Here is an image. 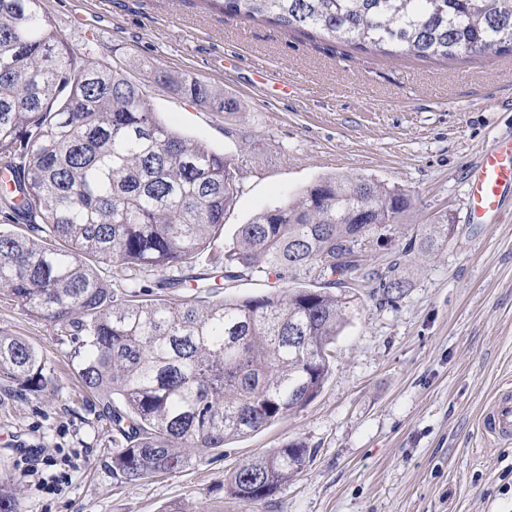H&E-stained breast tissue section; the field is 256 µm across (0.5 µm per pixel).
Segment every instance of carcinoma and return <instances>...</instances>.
Instances as JSON below:
<instances>
[{"mask_svg": "<svg viewBox=\"0 0 512 512\" xmlns=\"http://www.w3.org/2000/svg\"><path fill=\"white\" fill-rule=\"evenodd\" d=\"M227 17L311 30L363 51L453 60L512 51V0H208ZM42 0H0V297L49 321L75 343L83 388L112 425V475L136 486L177 473L296 412L331 372V345L354 311L346 289L377 280L404 294L400 262L382 277L366 244L399 223L410 201L362 175L321 178L257 212L236 240L208 253L237 192L232 160L172 129L144 86L95 55H78ZM141 67L213 112L240 104L188 72ZM455 225L429 224L420 250ZM116 273L108 281L97 265ZM269 281L258 296L201 304L150 298L188 282L210 292L212 269ZM189 274H182L183 270ZM0 380L21 391L56 384L55 369L24 340L0 335ZM287 444L241 463L225 493L268 504L304 466ZM0 512H18L14 480L0 477Z\"/></svg>", "mask_w": 512, "mask_h": 512, "instance_id": "obj_1", "label": "carcinoma"}]
</instances>
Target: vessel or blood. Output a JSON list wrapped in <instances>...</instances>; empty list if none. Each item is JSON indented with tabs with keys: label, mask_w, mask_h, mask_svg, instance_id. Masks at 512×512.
<instances>
[{
	"label": "vessel or blood",
	"mask_w": 512,
	"mask_h": 512,
	"mask_svg": "<svg viewBox=\"0 0 512 512\" xmlns=\"http://www.w3.org/2000/svg\"><path fill=\"white\" fill-rule=\"evenodd\" d=\"M512 195V137L497 139L483 154L468 182V214L474 224L500 219ZM491 440H512V387L504 386L481 417Z\"/></svg>",
	"instance_id": "vessel-or-blood-1"
}]
</instances>
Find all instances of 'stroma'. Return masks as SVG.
I'll return each mask as SVG.
<instances>
[{
  "label": "stroma",
  "mask_w": 512,
  "mask_h": 512,
  "mask_svg": "<svg viewBox=\"0 0 512 512\" xmlns=\"http://www.w3.org/2000/svg\"><path fill=\"white\" fill-rule=\"evenodd\" d=\"M59 33L146 84L155 111L239 168L219 244L261 208L315 180L358 173L404 189L409 208L368 267L403 259L407 288L387 300L352 288L355 310L333 366L306 406L182 471L136 487L112 477V428L75 376L72 345L48 321L0 301V333L51 362L57 388L0 387V474L19 512H251L224 493L245 459L291 442L310 456L252 512H512V442L485 439L486 406L512 379V213L466 219V181L485 148L512 135V53L419 59L364 53L263 20L227 19L205 0H42ZM189 71L241 105L198 107L137 61ZM446 215L454 235L408 251ZM65 474L60 493L44 478Z\"/></svg>",
  "instance_id": "stroma-1"
}]
</instances>
